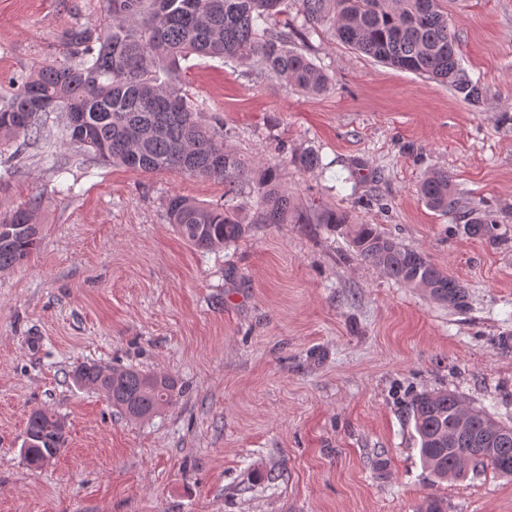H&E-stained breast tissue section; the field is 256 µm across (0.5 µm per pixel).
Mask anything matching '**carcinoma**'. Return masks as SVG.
I'll return each mask as SVG.
<instances>
[{
  "label": "carcinoma",
  "mask_w": 512,
  "mask_h": 512,
  "mask_svg": "<svg viewBox=\"0 0 512 512\" xmlns=\"http://www.w3.org/2000/svg\"><path fill=\"white\" fill-rule=\"evenodd\" d=\"M290 0H106L107 19L94 28H75L67 40L80 61L73 67L46 65L0 96V140L43 135L39 117L63 112L61 138L100 160L143 172L177 171L224 184V207L214 208L184 196L167 202V218L191 245L213 250L243 237L248 229L234 200L249 188L256 224H308L277 185L278 170L255 172L252 163L224 147V137L202 122L179 75L180 60L204 58L251 63L308 94H322L330 78L291 46L302 32L285 31L277 17ZM303 27H328L343 43L392 68L418 74L455 90L472 106L483 87L462 69L460 48L448 29L439 0H296ZM300 169L321 166L308 150L292 157ZM426 205L454 213L468 234L494 237L497 213L484 209L458 213L451 176L434 170L421 181ZM40 202L0 216V271L23 264L37 250ZM348 234L360 260L390 278L419 288L433 301L455 309L467 306L461 281L434 264L419 249L408 248L372 224H352ZM74 380L103 392L112 407L132 420L155 416L173 399L177 383L164 372L107 369L84 363ZM466 416L473 432L489 414L468 406L446 390L415 395L407 407L419 455L438 479L460 478L471 468L512 473V425L500 430L492 447L456 430ZM66 440L65 422L37 409L31 412L20 454L33 469L45 467Z\"/></svg>",
  "instance_id": "obj_1"
}]
</instances>
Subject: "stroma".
<instances>
[{
  "label": "stroma",
  "instance_id": "obj_1",
  "mask_svg": "<svg viewBox=\"0 0 512 512\" xmlns=\"http://www.w3.org/2000/svg\"><path fill=\"white\" fill-rule=\"evenodd\" d=\"M485 100L375 62L309 31L334 79L314 95L217 59L182 61L206 122L256 166H278L299 209L374 224L461 281L459 311L356 258L344 227L257 224L206 251L166 218L169 197L223 205L222 184L99 161L53 138L0 141V213L39 200L41 240L0 272V512H512V477L437 481L405 408L449 390L512 425V0H440ZM104 0H0V87L77 64L68 31ZM310 149L322 167L287 154ZM444 169L464 208L497 210L493 237L430 209L420 180ZM95 362L173 376L179 392L133 422L77 385ZM63 417L68 441L33 471L27 418Z\"/></svg>",
  "mask_w": 512,
  "mask_h": 512
}]
</instances>
